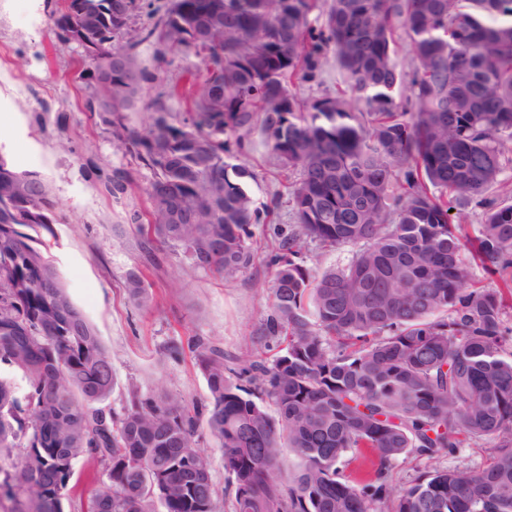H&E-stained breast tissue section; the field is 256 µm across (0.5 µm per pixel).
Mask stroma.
Masks as SVG:
<instances>
[{"label": "stroma", "instance_id": "35a3bbf8", "mask_svg": "<svg viewBox=\"0 0 512 512\" xmlns=\"http://www.w3.org/2000/svg\"><path fill=\"white\" fill-rule=\"evenodd\" d=\"M60 5L61 0H0V153L17 170L38 172L47 181L55 203L54 235L47 240L50 255L71 300L112 354L115 387L107 406L122 411L134 387L143 394L165 391L205 410L207 382L188 343L203 337L232 362L254 354L253 336L268 301L265 258L275 245L274 225L291 223L290 211L280 206L271 222L256 226L258 259L230 284L192 271L167 248L146 249L145 237L129 215L149 210L151 174L117 151L109 130L90 113L79 51L59 42L49 29V14ZM137 52L156 80L144 85L139 102L123 117L126 124L143 129L151 121L158 85L176 82L188 88L185 71L200 66L201 60L192 56L161 69L151 44L140 45ZM252 140L251 153L240 163L253 173L246 188L260 206L290 174L278 167L261 133ZM91 159L107 172L119 166L131 170L133 184L122 199L96 184L87 166ZM132 272L143 277L152 293L151 308L130 298L126 280ZM175 344L181 345L180 354L168 356ZM488 453V448L473 447L438 460L410 457L394 468L393 484L404 488L418 473L438 466H478ZM74 470L65 512H84L104 467L82 458Z\"/></svg>", "mask_w": 512, "mask_h": 512}]
</instances>
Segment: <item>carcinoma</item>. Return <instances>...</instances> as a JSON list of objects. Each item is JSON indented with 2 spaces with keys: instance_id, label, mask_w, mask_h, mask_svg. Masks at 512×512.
Masks as SVG:
<instances>
[{
  "instance_id": "carcinoma-1",
  "label": "carcinoma",
  "mask_w": 512,
  "mask_h": 512,
  "mask_svg": "<svg viewBox=\"0 0 512 512\" xmlns=\"http://www.w3.org/2000/svg\"><path fill=\"white\" fill-rule=\"evenodd\" d=\"M82 0L50 15L81 50L92 99L115 147L151 171L146 240L191 268L232 282L256 262L261 211L225 160L259 130L294 177L293 223L276 229L269 304L257 340L269 358L230 364L192 340L207 380V426L232 476L235 512H512V203L499 176L512 170V0ZM151 22L126 38L131 17ZM408 46L407 65L398 60ZM159 63L202 57L186 70L195 93L184 112L165 99L141 132L120 113L135 106ZM333 57L334 95L302 100ZM103 179L118 199L133 181ZM26 184L29 191L20 190ZM480 210L474 231L454 222ZM44 179L0 154V365L19 370L24 397L0 376V449L20 448L27 469L0 473L15 512H64L74 464L104 465V499L86 512H215L198 416L181 396L133 394L103 406L112 354L70 301L44 236L54 235ZM348 246V263L317 270L305 258ZM127 290L153 296L138 274ZM273 405L270 412L267 405ZM492 448L474 468H436L397 491L390 472L410 456L453 457ZM363 448L371 470L340 468ZM295 469H284L289 455Z\"/></svg>"
}]
</instances>
